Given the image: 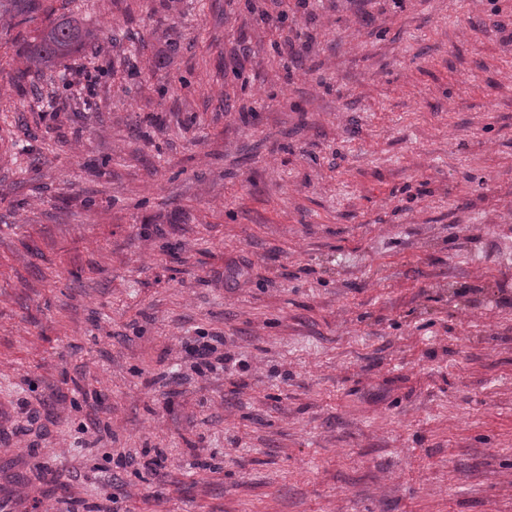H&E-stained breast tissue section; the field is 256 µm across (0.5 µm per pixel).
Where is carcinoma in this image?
Wrapping results in <instances>:
<instances>
[{"label":"carcinoma","mask_w":512,"mask_h":512,"mask_svg":"<svg viewBox=\"0 0 512 512\" xmlns=\"http://www.w3.org/2000/svg\"><path fill=\"white\" fill-rule=\"evenodd\" d=\"M40 9L41 0H0V20L9 26L17 18H32ZM97 43V32L87 27L80 18L72 15L63 17L39 30L32 40L24 43L21 58L25 69L21 74L52 67Z\"/></svg>","instance_id":"cac0c4a2"}]
</instances>
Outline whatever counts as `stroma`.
<instances>
[{
	"label": "stroma",
	"mask_w": 512,
	"mask_h": 512,
	"mask_svg": "<svg viewBox=\"0 0 512 512\" xmlns=\"http://www.w3.org/2000/svg\"><path fill=\"white\" fill-rule=\"evenodd\" d=\"M111 504L512 512V0L0 27V512ZM99 43L97 32L87 27L80 18L68 16L39 30L31 41L24 43L22 54L27 75L32 69L52 67L55 64L85 52Z\"/></svg>",
	"instance_id": "obj_1"
}]
</instances>
